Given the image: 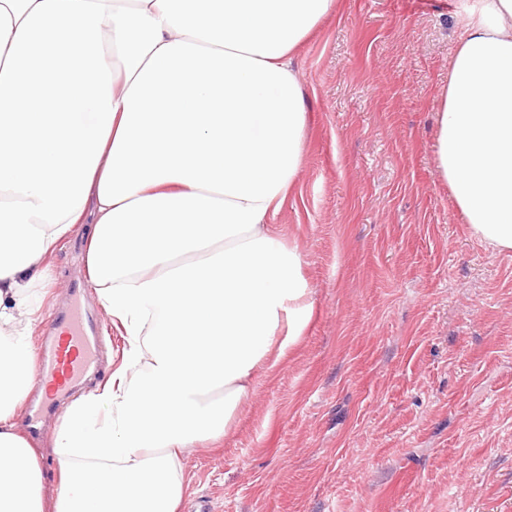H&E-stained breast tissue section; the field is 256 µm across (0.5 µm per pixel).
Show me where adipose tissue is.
<instances>
[{
    "label": "adipose tissue",
    "mask_w": 512,
    "mask_h": 512,
    "mask_svg": "<svg viewBox=\"0 0 512 512\" xmlns=\"http://www.w3.org/2000/svg\"><path fill=\"white\" fill-rule=\"evenodd\" d=\"M336 0H0V512H177L180 457L226 436L312 315L274 217L303 155L291 66ZM437 171L470 233L512 251V0H457ZM126 339L50 442L16 428L53 260Z\"/></svg>",
    "instance_id": "1"
}]
</instances>
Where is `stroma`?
<instances>
[{
	"label": "stroma",
	"instance_id": "stroma-1",
	"mask_svg": "<svg viewBox=\"0 0 512 512\" xmlns=\"http://www.w3.org/2000/svg\"><path fill=\"white\" fill-rule=\"evenodd\" d=\"M455 0H337L296 50L310 112L276 215L313 314L221 447L181 456V512H512V251L437 172ZM54 259L46 316L84 277Z\"/></svg>",
	"mask_w": 512,
	"mask_h": 512
}]
</instances>
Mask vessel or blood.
I'll list each match as a JSON object with an SVG mask.
<instances>
[{
  "instance_id": "1",
  "label": "vessel or blood",
  "mask_w": 512,
  "mask_h": 512,
  "mask_svg": "<svg viewBox=\"0 0 512 512\" xmlns=\"http://www.w3.org/2000/svg\"><path fill=\"white\" fill-rule=\"evenodd\" d=\"M100 325V318L85 313L80 290H73L70 303L56 312L44 333L38 379L45 393L31 408V424L58 410L80 379L98 374Z\"/></svg>"
}]
</instances>
